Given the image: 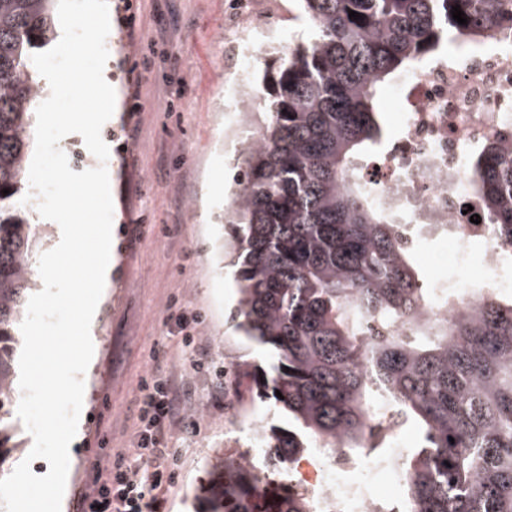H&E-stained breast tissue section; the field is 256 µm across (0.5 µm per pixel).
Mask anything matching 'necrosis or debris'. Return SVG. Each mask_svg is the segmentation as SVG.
I'll list each match as a JSON object with an SVG mask.
<instances>
[{"label":"necrosis or debris","instance_id":"obj_1","mask_svg":"<svg viewBox=\"0 0 512 512\" xmlns=\"http://www.w3.org/2000/svg\"><path fill=\"white\" fill-rule=\"evenodd\" d=\"M388 100L399 117V136L369 177L383 197L404 204L410 223L433 219L447 225L442 244L462 275L450 283L435 280V294L476 303L479 295L470 287L476 278L498 290L512 289L502 275L512 247L483 221L469 164L474 147L512 145V38L424 62L389 89ZM474 214L480 223L471 222ZM478 242L484 252L475 270L470 257ZM399 431L396 425L383 429L382 438L390 442L385 459L348 458L319 448L313 465L288 464L282 477L313 501L315 512H375L379 497H396L402 484Z\"/></svg>","mask_w":512,"mask_h":512}]
</instances>
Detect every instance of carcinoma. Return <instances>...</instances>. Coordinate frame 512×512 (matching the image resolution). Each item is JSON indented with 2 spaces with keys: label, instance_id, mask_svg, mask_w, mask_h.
I'll use <instances>...</instances> for the list:
<instances>
[{
  "label": "carcinoma",
  "instance_id": "cac0c4a2",
  "mask_svg": "<svg viewBox=\"0 0 512 512\" xmlns=\"http://www.w3.org/2000/svg\"><path fill=\"white\" fill-rule=\"evenodd\" d=\"M55 5L0 0V458L18 448L14 359L39 238L20 204L43 92L31 55L55 39ZM456 5L467 24L453 19ZM511 5L302 0L313 37L264 70L259 139L235 158L242 180L224 223L236 329L274 353L252 390L293 422L262 433L270 470L313 445L376 449L369 408L386 399L421 434L401 462L411 512H512V298L424 317L433 290L360 165L383 148L384 86L427 58L501 38ZM470 164L491 227L512 246V148L483 145ZM196 498L199 512H313L309 498L222 456Z\"/></svg>",
  "mask_w": 512,
  "mask_h": 512
}]
</instances>
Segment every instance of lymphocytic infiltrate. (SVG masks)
Masks as SVG:
<instances>
[{
	"instance_id": "lymphocytic-infiltrate-1",
	"label": "lymphocytic infiltrate",
	"mask_w": 512,
	"mask_h": 512,
	"mask_svg": "<svg viewBox=\"0 0 512 512\" xmlns=\"http://www.w3.org/2000/svg\"><path fill=\"white\" fill-rule=\"evenodd\" d=\"M182 401L172 373L155 363L138 383L133 448L116 451L107 465H94L78 512H166L182 466L168 432L184 421Z\"/></svg>"
}]
</instances>
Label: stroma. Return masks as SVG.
<instances>
[{"label":"stroma","mask_w":512,"mask_h":512,"mask_svg":"<svg viewBox=\"0 0 512 512\" xmlns=\"http://www.w3.org/2000/svg\"><path fill=\"white\" fill-rule=\"evenodd\" d=\"M108 6L116 104L102 138L110 145L112 277L91 331L95 354L84 375L61 512H76L74 494L85 487L102 446L131 447L136 387L155 350L185 389L197 421L170 431L183 470L168 510L196 512L215 456L250 448L252 423L288 425L286 412L253 400V372L269 368L272 357L231 320L238 300L234 247L219 217L234 170L224 159L259 118L229 111L225 88L252 80L274 55L262 50L254 70L245 71L235 46L256 15L292 41L313 31L299 0H108ZM410 260L424 283L442 275L439 233H423ZM172 298L200 318L195 350L180 346L167 308ZM202 357L209 368L197 366ZM224 366L236 372L234 391L219 373Z\"/></svg>","instance_id":"stroma-1"}]
</instances>
